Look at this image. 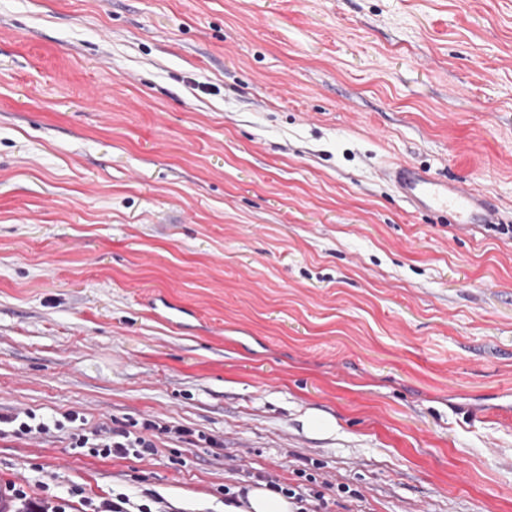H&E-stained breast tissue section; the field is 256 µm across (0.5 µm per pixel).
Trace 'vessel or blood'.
Wrapping results in <instances>:
<instances>
[{
  "mask_svg": "<svg viewBox=\"0 0 512 512\" xmlns=\"http://www.w3.org/2000/svg\"><path fill=\"white\" fill-rule=\"evenodd\" d=\"M397 192L416 210L444 213L463 228L499 223L497 207L488 197L460 181L435 176L410 163L393 165L386 172Z\"/></svg>",
  "mask_w": 512,
  "mask_h": 512,
  "instance_id": "obj_1",
  "label": "vessel or blood"
}]
</instances>
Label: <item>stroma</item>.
<instances>
[{"mask_svg":"<svg viewBox=\"0 0 512 512\" xmlns=\"http://www.w3.org/2000/svg\"><path fill=\"white\" fill-rule=\"evenodd\" d=\"M397 162L512 225V0H0V413L167 429L0 434V493L512 512V237ZM386 177L418 211L447 214L449 223L462 228L490 224L485 231L500 230L512 237V225L500 224L498 208L488 197L460 181L435 176L408 162L393 165ZM137 423L125 424L116 420L112 426L102 424L84 433L77 434L73 448H89L93 456L101 457H127L132 454L141 458L156 451L155 439L158 433H166V427H161L153 421L145 420L137 430H129L128 426L136 427ZM261 478L266 480L267 486L274 490L268 488L265 484L253 487L247 492V501L244 504L240 506L224 505V511L292 512L295 505V512H322L318 509L324 508L326 505L323 493L309 485L302 484L284 488L272 477L262 476Z\"/></svg>","mask_w":512,"mask_h":512,"instance_id":"1","label":"stroma"}]
</instances>
